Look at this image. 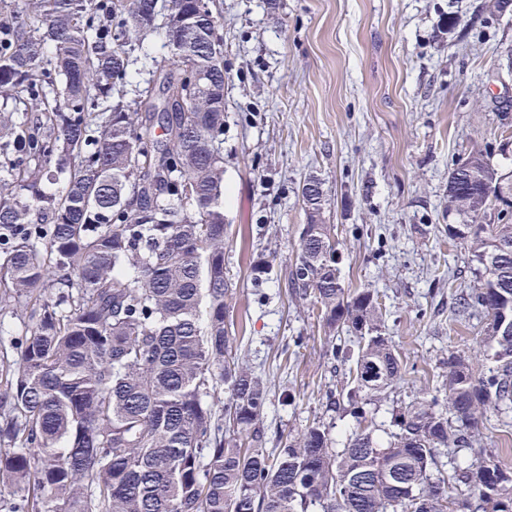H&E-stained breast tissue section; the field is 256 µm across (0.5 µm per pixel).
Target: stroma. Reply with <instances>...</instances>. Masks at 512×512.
I'll return each instance as SVG.
<instances>
[{
	"mask_svg": "<svg viewBox=\"0 0 512 512\" xmlns=\"http://www.w3.org/2000/svg\"><path fill=\"white\" fill-rule=\"evenodd\" d=\"M219 3L231 342L267 387L268 437L319 419L342 440L355 421L326 395L348 368L331 359L317 306L286 286L303 181L323 182L345 286L386 306L403 363L392 400L443 394L449 353L477 348L486 323L455 314L475 265L445 232L448 172L474 142L512 172L492 105L512 84V12L491 15L485 0ZM466 456L512 468V426L488 418Z\"/></svg>",
	"mask_w": 512,
	"mask_h": 512,
	"instance_id": "1",
	"label": "stroma"
}]
</instances>
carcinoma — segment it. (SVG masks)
<instances>
[{"label":"carcinoma","mask_w":512,"mask_h":512,"mask_svg":"<svg viewBox=\"0 0 512 512\" xmlns=\"http://www.w3.org/2000/svg\"><path fill=\"white\" fill-rule=\"evenodd\" d=\"M216 0H0V311L26 340L0 361V483L11 512H512V470L459 451L512 412V175L475 144L448 173V242L484 315L476 353L448 355L444 397L370 406L401 378L372 288L345 287L328 199L309 176L287 285L320 304L356 427L314 421L267 450V393L230 345L224 277V38ZM165 29L160 97H130L136 48ZM37 114L31 127L6 109ZM66 176L59 193L44 181ZM132 268L135 274L127 269ZM468 493L454 494L453 480Z\"/></svg>","instance_id":"carcinoma-1"}]
</instances>
